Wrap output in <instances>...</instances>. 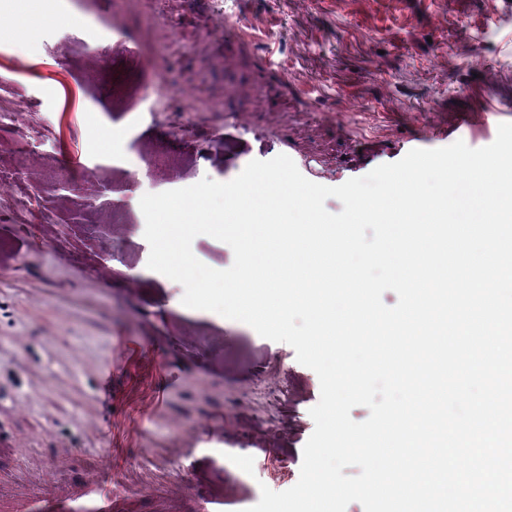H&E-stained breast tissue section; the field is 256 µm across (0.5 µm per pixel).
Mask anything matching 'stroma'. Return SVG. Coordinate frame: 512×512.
Returning <instances> with one entry per match:
<instances>
[{"label": "stroma", "mask_w": 512, "mask_h": 512, "mask_svg": "<svg viewBox=\"0 0 512 512\" xmlns=\"http://www.w3.org/2000/svg\"><path fill=\"white\" fill-rule=\"evenodd\" d=\"M228 16L269 62L221 37ZM39 20L22 53L0 32V105L31 133L22 148L0 131V502L72 512L93 491L118 512H246L297 483L319 379L288 344L185 313L179 283L146 271L130 197L231 181L280 153L281 127L337 186L412 149L490 145L512 123V0H55ZM115 133L119 165L96 153ZM65 155L76 189L29 223L12 177L47 185ZM99 194L96 223L69 224Z\"/></svg>", "instance_id": "obj_1"}]
</instances>
